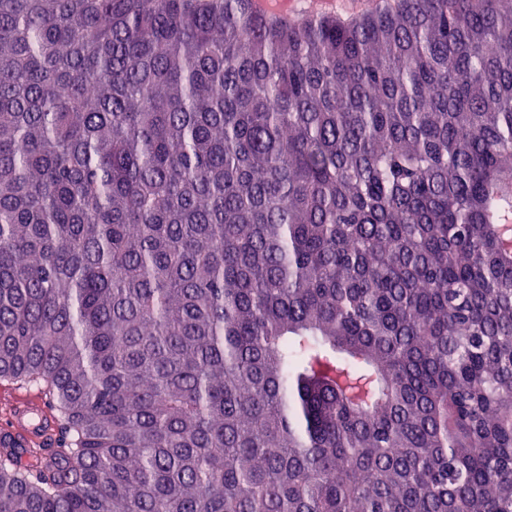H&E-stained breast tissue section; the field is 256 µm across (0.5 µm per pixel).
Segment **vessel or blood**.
<instances>
[{
	"label": "vessel or blood",
	"mask_w": 512,
	"mask_h": 512,
	"mask_svg": "<svg viewBox=\"0 0 512 512\" xmlns=\"http://www.w3.org/2000/svg\"><path fill=\"white\" fill-rule=\"evenodd\" d=\"M254 12L288 20L294 14L290 0H250ZM56 433V419L42 393L20 388L0 403V443L20 441L28 450L27 462L38 460V450Z\"/></svg>",
	"instance_id": "1"
}]
</instances>
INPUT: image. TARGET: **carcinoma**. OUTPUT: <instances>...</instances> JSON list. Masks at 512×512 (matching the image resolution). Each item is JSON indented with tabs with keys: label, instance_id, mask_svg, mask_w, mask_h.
<instances>
[{
	"label": "carcinoma",
	"instance_id": "obj_1",
	"mask_svg": "<svg viewBox=\"0 0 512 512\" xmlns=\"http://www.w3.org/2000/svg\"><path fill=\"white\" fill-rule=\"evenodd\" d=\"M512 0H0V512H512ZM292 3L288 0H250L254 12L287 22L295 13ZM1 403L0 441L11 446L13 440L20 441L29 449L23 458L29 463L38 460V448L56 434V419L45 403L41 392L23 390L18 387L11 391ZM34 415L38 422H31Z\"/></svg>",
	"mask_w": 512,
	"mask_h": 512
}]
</instances>
